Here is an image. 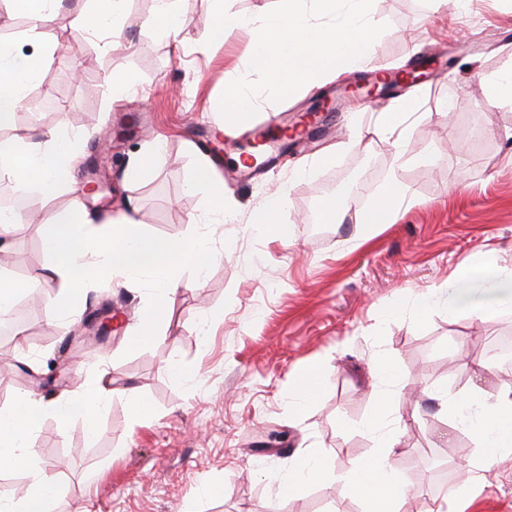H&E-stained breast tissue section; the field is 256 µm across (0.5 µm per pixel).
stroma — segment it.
<instances>
[{
    "instance_id": "35a3bbf8",
    "label": "stroma",
    "mask_w": 512,
    "mask_h": 512,
    "mask_svg": "<svg viewBox=\"0 0 512 512\" xmlns=\"http://www.w3.org/2000/svg\"><path fill=\"white\" fill-rule=\"evenodd\" d=\"M214 0H175L184 25L179 40L153 24L156 0H128L134 46L105 51L98 34L76 35L86 0H62L43 28L56 51L40 66L30 94L46 93L51 106L25 122L47 135L59 124L91 132L76 171V190L52 197L32 191L30 221L0 255L18 291L16 304L29 346L18 353L0 341V407L33 392L54 403L86 386L107 394L94 435L81 421L61 425L45 417L35 450L58 473L61 512H363L342 489L338 474L371 458L376 435L363 427L384 394L372 364L392 361L415 389L457 392L472 384L496 392L502 369L483 370L494 337L512 336V308L483 319L438 309L418 316L416 300L444 284L468 256L493 252L512 269V105L490 106L485 77L512 66V0H374L385 23L374 64L411 70L426 60L428 80L407 86L417 112L404 158L377 134L374 118L390 98L356 95L364 78L352 71L321 80L274 102L260 97L247 125H223L220 98L232 80L255 79L250 69L256 34L227 28L223 42L206 45L201 33L213 19ZM132 82L113 98L109 76ZM339 89L346 108L315 132L314 152L289 150L273 163L227 183L229 214L215 235L216 252L201 282L186 267L184 286L167 297L158 340L128 345L140 312L156 296L148 283L99 282L78 306L68 331L47 320L45 305L59 292L34 281L47 261L46 229L82 200L92 213L114 214L126 201L140 210L144 230L166 239L196 236L205 202L188 190L196 140L219 169H233L269 113L303 128L321 92ZM456 107L438 112L447 100ZM148 144L159 147L152 176L128 185L124 174ZM335 147L331 162L321 153ZM360 183L331 219L327 197L349 180ZM393 181L413 202L395 223L363 230L355 222ZM285 192L279 221L294 227V243L252 224L254 210ZM111 305L114 330L92 337L86 320ZM463 347L457 361L450 346ZM180 362L196 375L181 383L167 372ZM320 366L323 383L309 405L291 406L305 368ZM134 390L151 408L135 419ZM393 413L406 430L396 463L408 478V512H428L456 487L477 456L470 437L452 432L437 407L416 406L400 394ZM283 452H257L268 435ZM323 449L334 477L281 496L288 461ZM464 512H512V455L472 483Z\"/></svg>"
}]
</instances>
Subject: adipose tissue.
<instances>
[{
  "mask_svg": "<svg viewBox=\"0 0 512 512\" xmlns=\"http://www.w3.org/2000/svg\"><path fill=\"white\" fill-rule=\"evenodd\" d=\"M57 0H10L13 8L26 14V38L36 56L19 55L13 45L0 47V125H11L9 140L0 144V179L7 180L15 193L28 195L39 190L55 195L70 186L71 174L81 157L87 138L67 135L56 128L47 137L34 138L29 130L12 126L13 115L26 98V92L48 48L41 42V29ZM91 7L78 24L84 30H106L110 37L104 49L114 50L129 25L125 0H89ZM190 186L200 193L214 216L222 222L227 200L224 182L210 161H200L191 176ZM47 263L38 272L41 281L59 283L61 292L46 305V315L55 324L66 323L76 303L92 283L101 280L134 281L144 276L159 280L155 301L140 315L131 331L129 344L143 347L158 339L157 325L166 315V296L182 283L185 264H193L196 279H203L206 261L213 252L206 236L190 240L157 239L142 230L139 210L127 203L111 223H99L85 208L77 207L45 237ZM512 305V270L499 266L494 257L478 254L463 262L448 284L422 297L420 313L445 308L449 314L466 313L480 318L492 308ZM105 395L95 388H84L60 402L49 405L24 393L15 403L0 408V462L12 467L26 465L29 478L26 493L19 498L0 497V512H53L58 497L56 472L34 451V433L41 419L56 416L67 423L82 420L87 433H94L104 407ZM443 404L454 429L465 431L475 440L479 454L463 473L471 481L477 470L490 467L500 455L512 454V387L486 396L477 386L463 393L444 395ZM390 401H382L368 421L379 431V450L371 460L351 469L342 479L345 492L361 499L366 512H406L411 498L408 483L392 458L396 452L399 426L389 424ZM289 478L279 491L293 495L306 480L332 476L333 470L322 449L311 452L307 461L288 464Z\"/></svg>",
  "mask_w": 512,
  "mask_h": 512,
  "instance_id": "ef3b65f1",
  "label": "adipose tissue"
}]
</instances>
